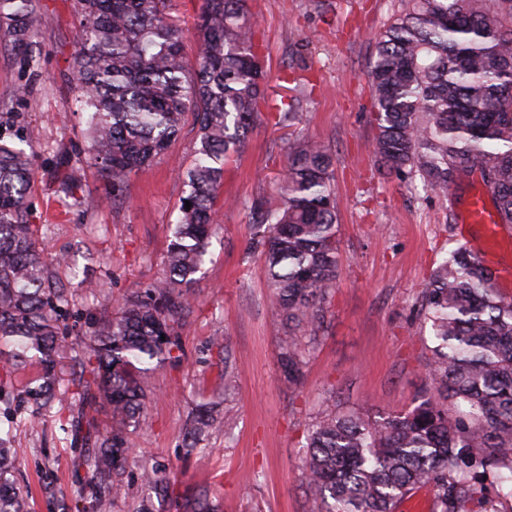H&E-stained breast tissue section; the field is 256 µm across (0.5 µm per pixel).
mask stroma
<instances>
[{"label": "stroma", "mask_w": 512, "mask_h": 512, "mask_svg": "<svg viewBox=\"0 0 512 512\" xmlns=\"http://www.w3.org/2000/svg\"><path fill=\"white\" fill-rule=\"evenodd\" d=\"M35 43L27 57L0 41V125L17 135L35 131L28 222L57 279L67 288V323L86 329L111 318L131 290L161 276L162 257L187 189L179 172L192 160L193 123L153 166L113 199L84 153L86 125L69 68L80 18L73 0H40ZM407 0H252L264 37L266 97L290 95L282 75L305 87L294 125L261 123L246 153L224 176L218 234L195 286L192 314L181 328L183 360L152 379L133 435L129 472L141 461L174 469L175 493L207 484L222 512H317L300 469L308 427L325 403L370 415L408 411L425 384V341L412 315L418 290L435 260L466 244L462 203L481 182L460 176L440 196L420 179L388 176L374 155L377 125L369 81L376 41ZM29 94L17 99L14 89ZM301 137L334 154L333 187L339 224L337 286L326 328L309 357L301 386L279 380L278 354L287 334L269 303L263 261L250 251L247 208L258 195L276 197L285 151ZM67 175L71 192L58 191ZM93 287L80 288L82 278ZM224 347L238 387L225 397L220 365L208 351ZM78 400L17 428L16 475L32 512H57L56 500H77L85 471L70 431ZM201 401L226 402L233 422L213 430L204 458L183 457L181 431ZM51 480L54 496L42 491Z\"/></svg>", "instance_id": "stroma-1"}]
</instances>
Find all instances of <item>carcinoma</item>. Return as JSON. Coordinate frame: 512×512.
Listing matches in <instances>:
<instances>
[{"label":"carcinoma","instance_id":"obj_1","mask_svg":"<svg viewBox=\"0 0 512 512\" xmlns=\"http://www.w3.org/2000/svg\"><path fill=\"white\" fill-rule=\"evenodd\" d=\"M74 2L81 22L72 71L87 113L86 156L112 186V199L180 136L187 114L197 129L162 276L75 336L81 407L71 428L87 468L80 498L89 512H110L127 495L120 476L149 380L184 356L180 329L218 224L215 200L228 163L245 153L261 120L267 72L249 0H202L192 69L172 0ZM39 10L40 0H0V37L29 47ZM370 78L384 173L418 176L446 197L455 177L479 170L489 176L497 224L512 226V0H408L378 39ZM298 105L297 98L282 101L275 124H294ZM334 163L325 144L298 140L288 148L281 202L259 195L251 204L252 249L288 326L279 367L290 387L302 383L335 290ZM31 174L29 156L0 133V362L36 367L20 389L1 388L0 403L23 404L30 409L23 423L33 426L64 400L56 368L69 332L66 289L27 223ZM415 316L430 327L432 346L424 367L430 387L413 408L376 418L326 404L309 427L302 470L324 512H396L421 489L432 512H500L501 500L512 498V300L460 246L432 268ZM209 351L222 364L224 391H232L224 338H213ZM103 403L112 417L110 441L97 430ZM231 418L227 410L197 408L183 426L185 455H205L201 442ZM12 438V428H0V512H31L29 495L14 488ZM138 479L160 498L173 492L167 469L144 466ZM174 507L219 512L205 486L175 497Z\"/></svg>","mask_w":512,"mask_h":512}]
</instances>
